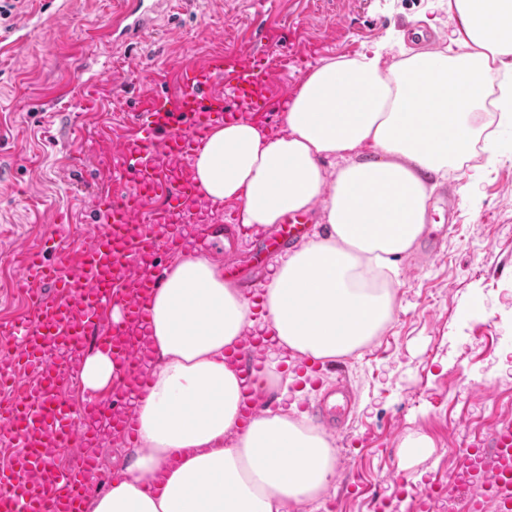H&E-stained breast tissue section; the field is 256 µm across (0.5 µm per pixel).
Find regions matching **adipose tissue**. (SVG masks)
Listing matches in <instances>:
<instances>
[{
    "mask_svg": "<svg viewBox=\"0 0 512 512\" xmlns=\"http://www.w3.org/2000/svg\"><path fill=\"white\" fill-rule=\"evenodd\" d=\"M448 17L442 50L387 66L384 40L319 62L282 134L240 121L200 146L203 198L241 202L242 224L259 231L318 207L327 235L279 255L258 315L207 257L165 269L145 330L152 383L127 397L138 441L88 512H294L325 494L336 478L329 435L284 407L240 429V380L224 352L262 337L259 381L285 396L306 359L369 346L393 318L392 273L425 229L431 177L477 151L502 156L489 128L512 119V0H448ZM154 481L160 493L147 492Z\"/></svg>",
    "mask_w": 512,
    "mask_h": 512,
    "instance_id": "obj_1",
    "label": "adipose tissue"
}]
</instances>
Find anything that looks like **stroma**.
I'll list each match as a JSON object with an SVG mask.
<instances>
[{"mask_svg":"<svg viewBox=\"0 0 512 512\" xmlns=\"http://www.w3.org/2000/svg\"><path fill=\"white\" fill-rule=\"evenodd\" d=\"M0 15V319L23 311L13 255L66 217L63 239L80 244L96 229L91 199L96 174L71 168L89 151L92 128L79 98L96 73L117 79L101 117H123L137 92L185 52H248L268 27L286 40L287 92L321 60L369 51L391 38L393 53L413 48L418 17L432 12L447 28L448 8L435 0H172L143 42H112L105 28L122 0H10ZM450 224L437 250L416 243L394 281L393 320L368 348L344 357L355 400L335 429L316 388L299 411L330 433L336 482L296 512H376L374 495L396 498L405 512L425 488L446 484L461 443L512 421V154L496 163L475 156L439 180L426 232ZM225 225L193 236L189 252L266 280L270 255L260 236L226 240ZM411 432L433 442L429 455L403 459Z\"/></svg>","mask_w":512,"mask_h":512,"instance_id":"stroma-1","label":"stroma"}]
</instances>
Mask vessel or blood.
<instances>
[{"label":"vessel or blood","instance_id":"b4317fda","mask_svg":"<svg viewBox=\"0 0 512 512\" xmlns=\"http://www.w3.org/2000/svg\"><path fill=\"white\" fill-rule=\"evenodd\" d=\"M161 0H133L112 23L134 39L152 29ZM277 29L263 30L247 54H186L172 69V91L147 90L122 129L101 126L92 158L99 172L93 197L98 232L79 246L62 245L56 226L16 256L26 312L0 323V437L15 447L0 467V512H81L85 479L98 467L102 443L87 429L90 421H109L112 436L137 441V419L125 406L127 389L147 390L149 357L141 336L151 318L148 299L161 281L152 269L158 250L180 252L177 225H208L218 218L200 197L190 159L215 125L249 119L268 122L287 95L280 73L287 60L272 58L280 42ZM309 215H287L265 240V248L294 246L307 231ZM123 318L113 321V305ZM110 350L114 364L109 399L84 400L73 407L69 388L88 343ZM242 380L238 421L273 408L274 394L256 383L254 351L233 350L227 357ZM72 450L66 468L56 458ZM458 481L477 484L489 471L493 483L471 496L467 512H481L491 499L497 512H512V425H496L488 437L456 450Z\"/></svg>","mask_w":512,"mask_h":512}]
</instances>
